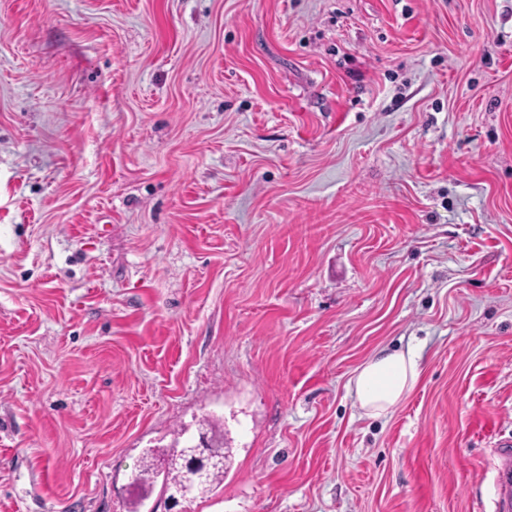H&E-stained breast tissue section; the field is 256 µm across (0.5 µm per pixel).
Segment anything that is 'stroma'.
Instances as JSON below:
<instances>
[{"label":"stroma","mask_w":512,"mask_h":512,"mask_svg":"<svg viewBox=\"0 0 512 512\" xmlns=\"http://www.w3.org/2000/svg\"><path fill=\"white\" fill-rule=\"evenodd\" d=\"M206 419L172 512H494L512 0H0V512H152ZM420 355L412 348L375 353L350 381L365 416L380 418L415 386ZM184 445L176 451H174L175 448H173V450L169 452L154 449L147 452L142 467L136 475V481L144 491H146V487L150 488L154 482V478L159 472L158 463H161L162 460L164 462L163 473L165 481L170 485H175L180 482L184 461L182 450L186 448L184 454L188 459L189 465L185 468L183 479L176 486H166L165 495L168 494L167 500L171 504H176L180 500H187L194 496L198 486L204 480L208 462L214 457L216 450L212 448V442L205 434L199 437V443L194 445V448H187V446ZM229 449L230 448H225L224 456L216 458L212 462L208 470L206 483L197 491L195 497L204 498L212 493L224 480V474L230 456ZM165 456H167V458H164Z\"/></svg>","instance_id":"35a3bbf8"}]
</instances>
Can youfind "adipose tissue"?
I'll use <instances>...</instances> for the list:
<instances>
[{
  "instance_id": "adipose-tissue-1",
  "label": "adipose tissue",
  "mask_w": 512,
  "mask_h": 512,
  "mask_svg": "<svg viewBox=\"0 0 512 512\" xmlns=\"http://www.w3.org/2000/svg\"><path fill=\"white\" fill-rule=\"evenodd\" d=\"M419 375L420 356L414 348L375 353L352 380L365 416H386L412 390Z\"/></svg>"
}]
</instances>
